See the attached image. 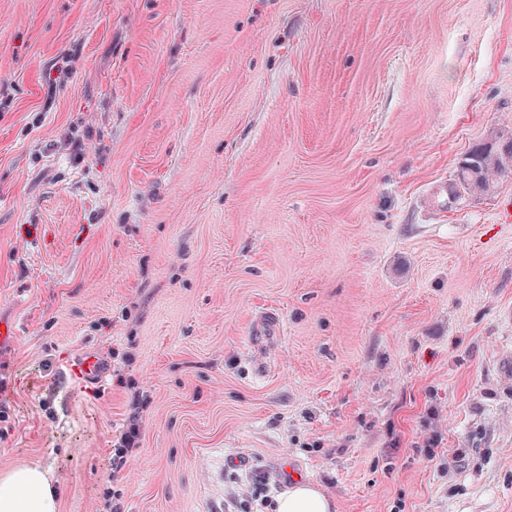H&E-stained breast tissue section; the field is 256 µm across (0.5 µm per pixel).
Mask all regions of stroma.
I'll list each match as a JSON object with an SVG mask.
<instances>
[{
	"mask_svg": "<svg viewBox=\"0 0 512 512\" xmlns=\"http://www.w3.org/2000/svg\"><path fill=\"white\" fill-rule=\"evenodd\" d=\"M501 129L512 0H0V474L227 512L246 455L274 499L291 462L337 512H512V173L435 196ZM69 371L76 380L95 389L105 387L106 378L109 374L107 365L95 352L89 349L74 351L72 362L69 364ZM142 402L138 395L133 394L129 402V417L127 424V431L121 436L119 447L114 448V456L118 458L119 464L117 467L123 465V459L126 458L129 450L137 448L136 440L140 434V420L142 413Z\"/></svg>",
	"mask_w": 512,
	"mask_h": 512,
	"instance_id": "1",
	"label": "stroma"
}]
</instances>
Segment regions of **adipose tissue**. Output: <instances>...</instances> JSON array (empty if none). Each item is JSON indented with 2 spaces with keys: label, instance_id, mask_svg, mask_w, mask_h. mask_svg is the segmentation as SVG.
<instances>
[{
  "label": "adipose tissue",
  "instance_id": "adipose-tissue-1",
  "mask_svg": "<svg viewBox=\"0 0 512 512\" xmlns=\"http://www.w3.org/2000/svg\"><path fill=\"white\" fill-rule=\"evenodd\" d=\"M59 497V481L41 466L0 475V512H57ZM276 512H335V503L320 486L299 481L279 497Z\"/></svg>",
  "mask_w": 512,
  "mask_h": 512
}]
</instances>
